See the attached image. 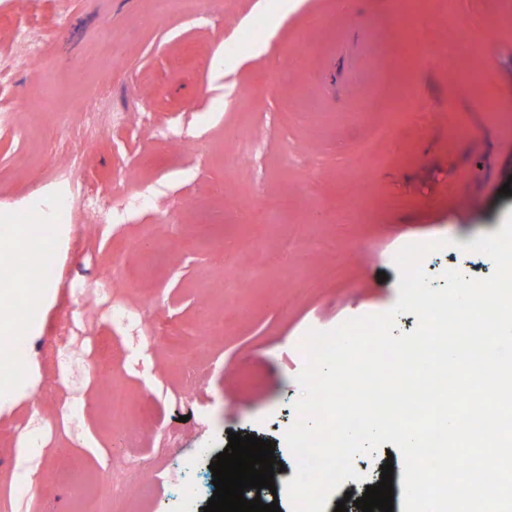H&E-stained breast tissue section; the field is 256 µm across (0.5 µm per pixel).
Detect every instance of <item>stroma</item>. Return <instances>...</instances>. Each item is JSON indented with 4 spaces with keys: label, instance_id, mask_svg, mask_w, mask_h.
I'll use <instances>...</instances> for the list:
<instances>
[{
    "label": "stroma",
    "instance_id": "obj_1",
    "mask_svg": "<svg viewBox=\"0 0 512 512\" xmlns=\"http://www.w3.org/2000/svg\"><path fill=\"white\" fill-rule=\"evenodd\" d=\"M276 7L216 0L153 20L150 0H0V57L15 61L0 72V110L14 112L0 126V212L59 187L72 198L55 297L40 332L17 337L29 370L0 405V498L18 512H77L129 463L141 481L112 512H203L232 432L274 442L283 468L260 499L292 512L284 434L307 330L388 311L394 257L411 243L451 240L423 262L434 287L447 270L491 274L488 257L462 247L512 213L500 192L512 179V21L500 0H457L459 23L485 45L468 60L484 76L470 90L454 31L432 11L404 19L397 0H302L276 23ZM25 30L38 52L21 44ZM377 80L416 103L392 141L360 156L351 107ZM313 97L323 113L307 111ZM100 105L113 122L84 124ZM242 125L257 154L237 142ZM88 181L134 201L129 216L91 223L75 203ZM319 236L325 248L308 252ZM114 300L156 332L139 356L112 327ZM77 308L90 324L70 354L105 374L74 389L49 353ZM116 392L131 406L124 422L110 414ZM76 404V432L56 435ZM31 431L34 480L10 481Z\"/></svg>",
    "mask_w": 512,
    "mask_h": 512
}]
</instances>
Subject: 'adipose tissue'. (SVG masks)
<instances>
[{"mask_svg": "<svg viewBox=\"0 0 512 512\" xmlns=\"http://www.w3.org/2000/svg\"><path fill=\"white\" fill-rule=\"evenodd\" d=\"M55 203L40 200L28 207L25 220L15 215L0 213V369L22 378L26 365L20 352L2 339L15 335L17 328L36 332L41 325V309L53 293L51 281L29 287L21 268L48 264L51 254L40 248L42 238L60 243L67 235L64 224L51 223Z\"/></svg>", "mask_w": 512, "mask_h": 512, "instance_id": "ef3b65f1", "label": "adipose tissue"}]
</instances>
